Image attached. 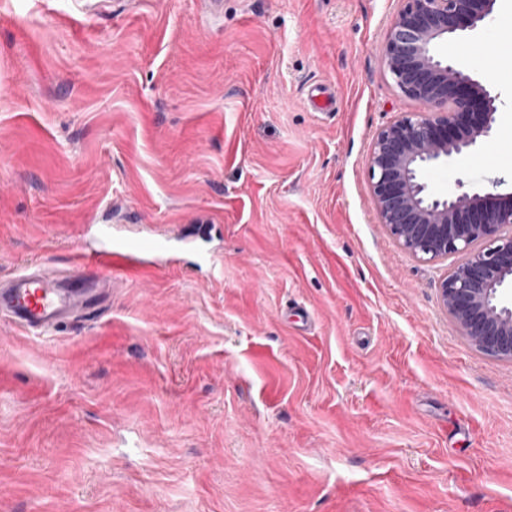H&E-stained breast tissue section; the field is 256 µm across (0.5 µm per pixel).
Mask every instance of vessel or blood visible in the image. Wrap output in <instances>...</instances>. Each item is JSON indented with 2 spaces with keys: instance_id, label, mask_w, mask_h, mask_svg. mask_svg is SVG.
I'll return each mask as SVG.
<instances>
[{
  "instance_id": "obj_1",
  "label": "vessel or blood",
  "mask_w": 512,
  "mask_h": 512,
  "mask_svg": "<svg viewBox=\"0 0 512 512\" xmlns=\"http://www.w3.org/2000/svg\"><path fill=\"white\" fill-rule=\"evenodd\" d=\"M98 233L100 248L81 254L80 259L94 265L105 279L152 267L168 252L164 236L118 238L103 227ZM98 299L96 289L84 277L76 276L62 284L45 272L25 269L0 287V313L11 317L25 332L53 333L69 316L90 310Z\"/></svg>"
}]
</instances>
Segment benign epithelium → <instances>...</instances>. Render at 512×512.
Here are the masks:
<instances>
[{
    "instance_id": "7a95c632",
    "label": "benign epithelium",
    "mask_w": 512,
    "mask_h": 512,
    "mask_svg": "<svg viewBox=\"0 0 512 512\" xmlns=\"http://www.w3.org/2000/svg\"><path fill=\"white\" fill-rule=\"evenodd\" d=\"M381 45L400 112L374 135L368 156L377 223L425 262L446 261L442 306L482 354L512 361V199L464 191L446 198L421 179L428 166L465 155L497 127L496 96L436 42L489 16L496 0H401Z\"/></svg>"
}]
</instances>
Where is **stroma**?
Listing matches in <instances>:
<instances>
[{
    "mask_svg": "<svg viewBox=\"0 0 512 512\" xmlns=\"http://www.w3.org/2000/svg\"><path fill=\"white\" fill-rule=\"evenodd\" d=\"M400 0H0V280L162 234L67 329L0 316V512H512V362L378 224ZM512 0L438 56L498 130L431 192L512 193ZM209 235L217 264L195 268Z\"/></svg>",
    "mask_w": 512,
    "mask_h": 512,
    "instance_id": "obj_1",
    "label": "stroma"
}]
</instances>
